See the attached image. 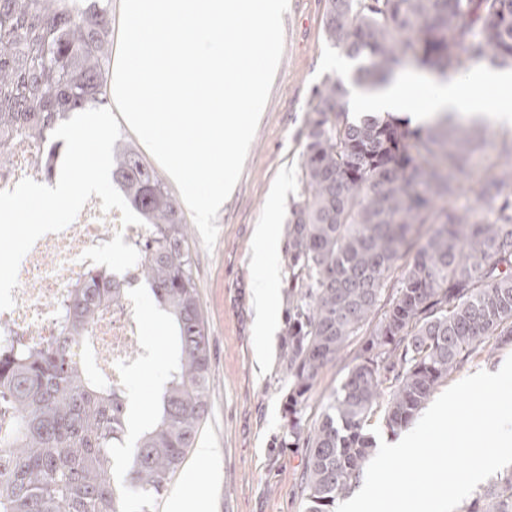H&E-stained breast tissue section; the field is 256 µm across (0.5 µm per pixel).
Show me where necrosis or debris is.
<instances>
[{"label": "necrosis or debris", "mask_w": 512, "mask_h": 512, "mask_svg": "<svg viewBox=\"0 0 512 512\" xmlns=\"http://www.w3.org/2000/svg\"><path fill=\"white\" fill-rule=\"evenodd\" d=\"M39 142L15 140L8 160L0 165V190H10L24 178L43 176L37 159ZM146 226L114 224L103 212L98 197H91L76 220L65 230L41 237L25 257L21 277L12 295L16 304L0 312V342L21 336L36 344H49L60 334L59 304L69 284L87 266L99 262L113 246L145 237ZM139 340L138 320L131 304L102 311L80 346L100 376L123 384L135 359L130 352Z\"/></svg>", "instance_id": "4bbe7bcc"}]
</instances>
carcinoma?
Instances as JSON below:
<instances>
[{
    "instance_id": "1",
    "label": "carcinoma",
    "mask_w": 512,
    "mask_h": 512,
    "mask_svg": "<svg viewBox=\"0 0 512 512\" xmlns=\"http://www.w3.org/2000/svg\"><path fill=\"white\" fill-rule=\"evenodd\" d=\"M112 0H0V156L13 134L40 140L52 175V133L70 114L107 102ZM325 40L363 59L360 85L413 63L440 82L465 62L512 67V0H328ZM332 77L315 91L288 215V447L303 446L305 512H336L374 445L364 422L390 382L386 424H410L436 385L498 336L512 341V168L474 182L473 205L438 210L472 175L482 130L455 115L412 127L346 106ZM112 182L148 223L140 270L173 332L167 376L122 481L114 449L130 418L124 391L81 365L77 346L116 275L93 268L69 285L55 345L17 337L0 357V512H124L126 490L160 493L195 444L207 413L211 351L180 204L129 146ZM367 324L359 362L322 421L299 414L321 369ZM467 512H512V473Z\"/></svg>"
}]
</instances>
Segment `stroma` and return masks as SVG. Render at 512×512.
Wrapping results in <instances>:
<instances>
[{
  "mask_svg": "<svg viewBox=\"0 0 512 512\" xmlns=\"http://www.w3.org/2000/svg\"><path fill=\"white\" fill-rule=\"evenodd\" d=\"M327 0H289L284 23V51L269 98L249 147L232 196L217 216V238L205 248L195 223L188 238L200 305L211 349L209 407L197 444L213 448L198 461L188 452L184 463L161 494L129 495L125 512H167L174 493L184 494L195 512H304L300 475L304 449L285 448L288 375L282 349L259 366L252 330L251 288L260 271L253 263V230L268 219L270 193H277L285 213L301 189L299 167L302 132L315 104L314 90L333 77L353 86L358 60L328 45L323 25ZM103 262L118 278H130L127 296L138 307L141 339L138 361L123 390L137 402L134 427L148 420L171 358L172 340L158 305L137 269L132 246L116 245ZM354 338L336 360L321 370L302 406L300 425L309 430L322 419L330 397L345 380L361 353Z\"/></svg>",
  "mask_w": 512,
  "mask_h": 512,
  "instance_id": "1",
  "label": "stroma"
}]
</instances>
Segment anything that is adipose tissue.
Segmentation results:
<instances>
[{
	"label": "adipose tissue",
	"mask_w": 512,
	"mask_h": 512,
	"mask_svg": "<svg viewBox=\"0 0 512 512\" xmlns=\"http://www.w3.org/2000/svg\"><path fill=\"white\" fill-rule=\"evenodd\" d=\"M427 74H410L373 89L354 87L351 108L364 112H422L448 110L465 113L473 119L512 124V71L483 67L471 69L464 78L428 88ZM275 221L257 225L254 231L253 261L261 270L252 288L255 316L253 331L258 338L254 348L257 362L268 358L276 329V285L279 280V256L276 248Z\"/></svg>",
	"instance_id": "1"
}]
</instances>
